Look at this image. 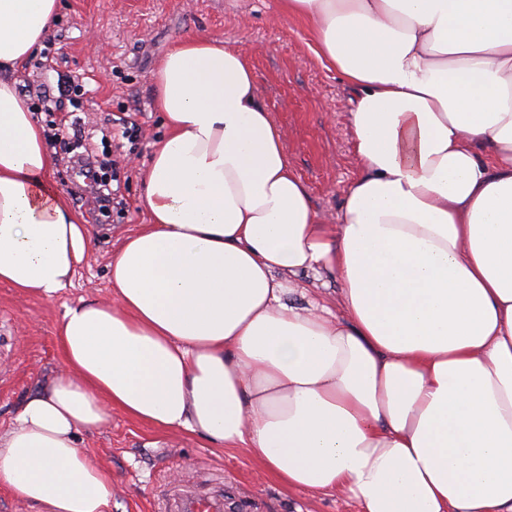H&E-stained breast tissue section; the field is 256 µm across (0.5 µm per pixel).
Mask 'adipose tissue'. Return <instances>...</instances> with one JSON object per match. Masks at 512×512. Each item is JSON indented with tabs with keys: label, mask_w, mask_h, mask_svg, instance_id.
Here are the masks:
<instances>
[{
	"label": "adipose tissue",
	"mask_w": 512,
	"mask_h": 512,
	"mask_svg": "<svg viewBox=\"0 0 512 512\" xmlns=\"http://www.w3.org/2000/svg\"><path fill=\"white\" fill-rule=\"evenodd\" d=\"M58 0H0V284L50 298L91 247L15 72ZM343 77L359 162L325 223L248 56L181 36L154 73L150 222L113 253L117 306L66 307L61 375L0 435V487L109 512L79 436L110 410L243 448L361 512H512V0H281ZM341 284L328 318L291 299ZM297 288H304V295L298 291L296 294H292L291 298L295 301L296 305L307 306L308 302L314 300L331 302L332 299L335 298L339 284L337 281L332 280L328 282L327 287H323L321 282H317L314 276L309 273L308 275H302L298 278Z\"/></svg>",
	"instance_id": "obj_1"
}]
</instances>
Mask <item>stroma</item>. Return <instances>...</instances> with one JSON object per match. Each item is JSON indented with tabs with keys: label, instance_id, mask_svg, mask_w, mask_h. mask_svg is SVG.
Masks as SVG:
<instances>
[{
	"label": "stroma",
	"instance_id": "obj_1",
	"mask_svg": "<svg viewBox=\"0 0 512 512\" xmlns=\"http://www.w3.org/2000/svg\"><path fill=\"white\" fill-rule=\"evenodd\" d=\"M199 32L246 53L259 94L282 129L290 164L315 207L335 222L344 187L358 162L348 128L349 93L335 70L310 50L308 23L285 17L280 0H59L58 19L42 47L17 76L32 104L54 98L42 122L57 127L53 180L73 182L67 141L97 156L119 157L124 213L90 226L92 248L73 283L53 298L0 284V433L24 399L64 367L57 327L67 306L114 303L109 262L124 238L148 223L141 169L166 129L154 108L155 67L176 40ZM140 129L122 150L112 142L114 119ZM89 459L112 475L110 512H155L164 484L182 481L220 489L230 512L249 501L255 512H359L341 493L288 491L245 449L211 447L183 430H162L112 410L104 426L79 437Z\"/></svg>",
	"mask_w": 512,
	"mask_h": 512
}]
</instances>
